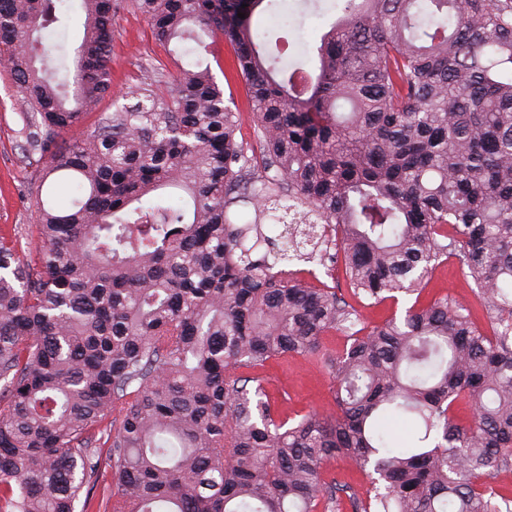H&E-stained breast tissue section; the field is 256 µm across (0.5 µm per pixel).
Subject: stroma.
<instances>
[{"instance_id": "obj_1", "label": "stroma", "mask_w": 512, "mask_h": 512, "mask_svg": "<svg viewBox=\"0 0 512 512\" xmlns=\"http://www.w3.org/2000/svg\"><path fill=\"white\" fill-rule=\"evenodd\" d=\"M340 0H279L276 10H260L253 23L264 39L267 51H274L275 40L287 36L288 65L312 60L319 39L338 15ZM112 94L100 109L111 112L125 103L126 95L135 89L143 69L153 65L174 70L173 60L156 42L146 20L137 12L119 11L112 22ZM212 50L218 60L213 72L224 88L231 107L242 114L240 140H254V123L249 109L244 82L237 71L231 50L223 41H216ZM27 107L11 72L0 65V238L19 241L22 247L35 248L36 239L25 236V228L36 222L34 197L24 194L29 182L42 173L37 155L27 151L23 133ZM476 285L457 260L450 259L436 266L432 277L419 297H406L399 303L383 302L361 307L360 312L370 324L382 323L396 307L413 302L450 296L469 303L474 299ZM272 401L282 415L292 417L307 412L332 413L334 410L332 379L309 359L293 357L285 361H269L262 370Z\"/></svg>"}]
</instances>
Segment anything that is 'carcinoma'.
<instances>
[{
	"label": "carcinoma",
	"instance_id": "obj_1",
	"mask_svg": "<svg viewBox=\"0 0 512 512\" xmlns=\"http://www.w3.org/2000/svg\"><path fill=\"white\" fill-rule=\"evenodd\" d=\"M66 2L0 0V62L45 160L29 193L56 176L40 247L0 241V512H512L492 482L512 466V0H343L312 70L255 42L275 0H78L54 84L33 34ZM126 6L162 45L224 38L260 157L200 61L152 69L64 139L111 91ZM450 258L475 304L361 318L356 302L416 294ZM294 260L342 264L351 299ZM288 356L332 376L335 413L275 409L258 370ZM338 457L366 497L325 478Z\"/></svg>",
	"mask_w": 512,
	"mask_h": 512
}]
</instances>
